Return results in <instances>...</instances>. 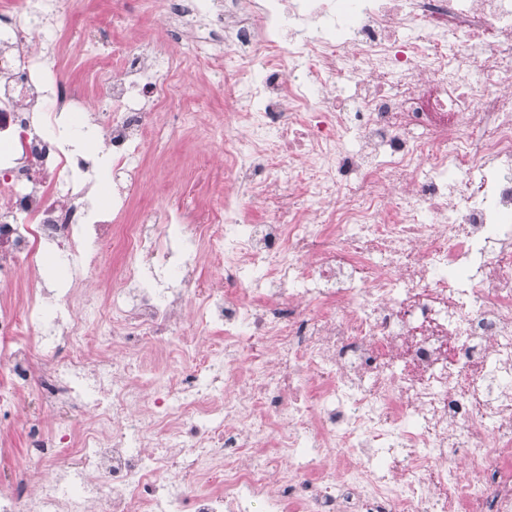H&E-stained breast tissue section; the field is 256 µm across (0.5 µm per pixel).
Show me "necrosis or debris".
<instances>
[{
    "mask_svg": "<svg viewBox=\"0 0 512 512\" xmlns=\"http://www.w3.org/2000/svg\"><path fill=\"white\" fill-rule=\"evenodd\" d=\"M74 3L0 12V286L69 275L0 309V423L26 397L80 415L30 423L0 512H512V0H148L172 51L68 44ZM185 67L233 88L223 196L127 219L99 162L194 122L156 119ZM94 66L93 62L73 57L65 66L63 79L80 85L85 93L90 94L96 100L99 93L104 91L105 85L101 79L97 82H91L88 79L89 71ZM56 266L58 265L48 264L33 270L22 269L18 278L19 288H16L17 295L22 296L27 289L26 287L33 283H37L38 281H45L53 284L56 288H60L65 281V278L55 276L51 272V270Z\"/></svg>",
    "mask_w": 512,
    "mask_h": 512,
    "instance_id": "1",
    "label": "necrosis or debris"
}]
</instances>
